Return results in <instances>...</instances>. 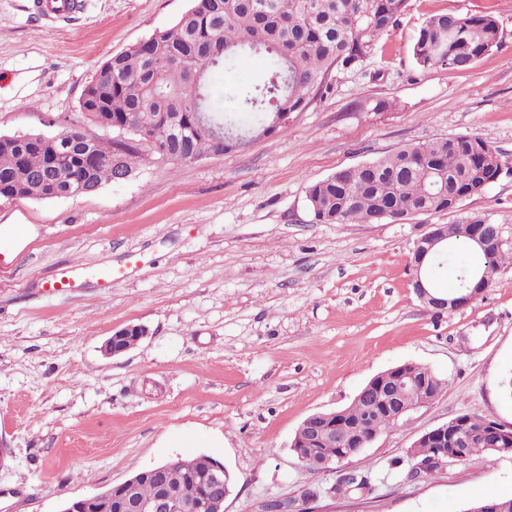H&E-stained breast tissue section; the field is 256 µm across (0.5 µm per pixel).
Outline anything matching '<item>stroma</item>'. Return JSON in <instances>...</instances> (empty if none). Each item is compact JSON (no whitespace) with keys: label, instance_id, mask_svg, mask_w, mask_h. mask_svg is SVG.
Masks as SVG:
<instances>
[{"label":"stroma","instance_id":"stroma-1","mask_svg":"<svg viewBox=\"0 0 512 512\" xmlns=\"http://www.w3.org/2000/svg\"><path fill=\"white\" fill-rule=\"evenodd\" d=\"M190 0H83L51 23L33 0H0V135L80 121L82 94L113 55L171 26ZM493 16L501 44L469 69L419 70L410 49L434 14ZM294 113L285 132L194 162L151 156L127 180L75 198L0 201V512H61L175 458L224 463V512L285 500L311 512H464L512 497V455L479 453L414 479L408 450L460 413L512 425V264L468 307L416 296L415 241L433 224L497 225L512 253V0H409L355 71ZM496 149L497 181L450 211L404 224H317L306 189L336 170L438 137ZM25 227L15 235L14 225ZM86 273L74 293L57 271ZM128 268L111 291L100 268ZM129 351L102 347L127 325ZM404 362L441 395L344 463L310 472L301 422L348 405ZM368 493L331 495L347 471ZM145 329L138 325H128L113 333L105 342L104 353L115 356L135 347L144 338Z\"/></svg>","mask_w":512,"mask_h":512}]
</instances>
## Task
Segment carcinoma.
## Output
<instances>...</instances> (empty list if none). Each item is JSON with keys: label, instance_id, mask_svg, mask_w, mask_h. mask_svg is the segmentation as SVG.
<instances>
[{"label": "carcinoma", "instance_id": "cac0c4a2", "mask_svg": "<svg viewBox=\"0 0 512 512\" xmlns=\"http://www.w3.org/2000/svg\"><path fill=\"white\" fill-rule=\"evenodd\" d=\"M408 0H190L170 27L109 58L107 79L91 80L80 101L86 119L127 134L105 141L85 127L67 125L50 144L47 135H11L0 142V200L43 199L36 176L51 161L60 167L62 198L84 195L112 181V156L121 152L133 173L148 161L147 143L162 158L195 161L240 150L253 138L288 129V120L330 88L332 73L353 70L396 26ZM500 44L490 15L439 14L428 18L411 46L423 71L465 70ZM264 61L268 78L243 88L238 106H224L221 76L244 57ZM234 112L255 120L239 126ZM501 168L479 135H457L403 147L375 161L343 168L308 186L317 224H402L414 214L446 211L481 194ZM470 226L445 225L448 248L470 243ZM512 253L493 251L478 268L494 282ZM210 458H176L164 489L188 501L210 485Z\"/></svg>", "mask_w": 512, "mask_h": 512}]
</instances>
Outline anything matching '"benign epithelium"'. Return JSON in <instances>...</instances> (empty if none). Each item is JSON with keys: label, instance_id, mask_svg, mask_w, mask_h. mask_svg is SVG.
<instances>
[{"label": "benign epithelium", "instance_id": "obj_1", "mask_svg": "<svg viewBox=\"0 0 512 512\" xmlns=\"http://www.w3.org/2000/svg\"><path fill=\"white\" fill-rule=\"evenodd\" d=\"M471 238L479 251L488 252L501 246L499 229L495 225H474ZM444 241L442 225H431L430 231L415 242L412 258V285L416 295L426 306L440 311L450 306L464 308L481 297L489 288L485 278L477 275L472 277L468 292L454 297L441 293L431 286L425 275V267ZM144 336V328L138 325L125 326L108 338L104 345V353L108 356L124 353L135 347ZM413 384L420 391L430 389L427 379L413 380L411 372L402 364L375 376L357 398L367 409L381 410L398 421L417 409V406L408 403V388ZM377 437L378 431L361 420L347 422L336 411L319 412L308 416L301 423L291 448L306 468L315 472L327 469L335 462H344L369 447ZM475 438L487 442L491 448L510 447L512 427L507 428L493 422L475 433L468 427L467 422L453 418L422 435V439L434 444L433 462L440 466L450 461H461L463 448ZM322 445L336 449V461L319 460V448ZM163 469L164 466L160 464L145 468L104 491L68 501L62 512H87L96 499L108 502L121 500L137 512H210L213 501L207 493L187 505L175 504L163 492L148 501L132 498L139 484Z\"/></svg>", "mask_w": 512, "mask_h": 512}]
</instances>
